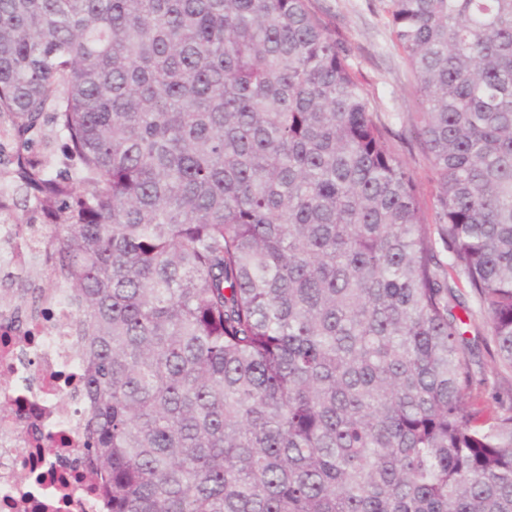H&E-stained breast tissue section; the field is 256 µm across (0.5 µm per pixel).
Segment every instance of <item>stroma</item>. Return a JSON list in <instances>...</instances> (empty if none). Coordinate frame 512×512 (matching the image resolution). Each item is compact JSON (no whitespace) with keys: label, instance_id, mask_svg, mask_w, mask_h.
<instances>
[{"label":"stroma","instance_id":"35a3bbf8","mask_svg":"<svg viewBox=\"0 0 512 512\" xmlns=\"http://www.w3.org/2000/svg\"><path fill=\"white\" fill-rule=\"evenodd\" d=\"M313 6L342 42L355 77L366 88L372 107L389 128L392 143L414 174L427 223H434L433 173L413 131L420 110L416 82L393 39L384 0H314ZM18 147L8 123L0 120V193L12 198L0 210V224H38L42 218L32 203L13 194Z\"/></svg>","mask_w":512,"mask_h":512}]
</instances>
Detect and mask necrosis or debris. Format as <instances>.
<instances>
[{
	"label": "necrosis or debris",
	"instance_id": "obj_1",
	"mask_svg": "<svg viewBox=\"0 0 512 512\" xmlns=\"http://www.w3.org/2000/svg\"><path fill=\"white\" fill-rule=\"evenodd\" d=\"M71 315L17 321L0 314V394L15 393L0 411V512H98V497L73 459L80 432L67 379L80 368L69 336ZM63 424L51 443L39 432Z\"/></svg>",
	"mask_w": 512,
	"mask_h": 512
}]
</instances>
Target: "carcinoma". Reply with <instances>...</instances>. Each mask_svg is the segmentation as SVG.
<instances>
[{"label": "carcinoma", "mask_w": 512, "mask_h": 512, "mask_svg": "<svg viewBox=\"0 0 512 512\" xmlns=\"http://www.w3.org/2000/svg\"><path fill=\"white\" fill-rule=\"evenodd\" d=\"M385 8L437 239L311 0H0V115L72 163L15 156L0 309L73 313L104 512H512V0ZM29 146L31 151L44 155L53 170L63 169L64 165L69 163L65 158L63 140L56 136L49 124L42 125L41 129L32 136ZM10 205L0 211V233L11 224H43L40 214L34 211L32 202H25L21 196L13 198Z\"/></svg>", "instance_id": "carcinoma-1"}]
</instances>
